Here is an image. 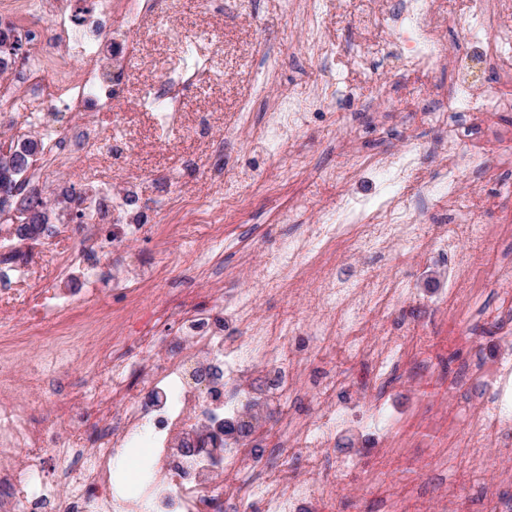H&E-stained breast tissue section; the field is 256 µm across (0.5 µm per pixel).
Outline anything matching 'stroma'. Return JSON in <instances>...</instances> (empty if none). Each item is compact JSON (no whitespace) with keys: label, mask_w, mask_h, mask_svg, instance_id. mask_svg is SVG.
Returning a JSON list of instances; mask_svg holds the SVG:
<instances>
[{"label":"stroma","mask_w":512,"mask_h":512,"mask_svg":"<svg viewBox=\"0 0 512 512\" xmlns=\"http://www.w3.org/2000/svg\"><path fill=\"white\" fill-rule=\"evenodd\" d=\"M399 2L319 0L325 20L319 36L338 49L334 61L325 64L301 60L302 36L296 15L271 7L268 0H236L233 10L222 14L203 8L200 0H165L162 12L140 19L134 50L112 47L110 57L102 61L121 91L114 110L121 115V135L131 152L128 164L117 163L108 149L75 162L61 174L59 189L47 194L53 205L52 223L70 220L62 190L84 191L90 177L111 182L115 192L136 196L126 216L146 224L155 221L149 200L164 188L165 177L178 175L183 196L200 203L222 196L229 184L247 201L243 211L229 218L226 229L248 235L252 262L262 265L272 262L278 235L300 234L307 225L318 223L323 204L351 195L364 203L367 212L381 206L387 194L367 166L370 157L412 144L418 149L422 177H442L448 129L421 121V112L432 102L421 94L420 85L454 84L458 71L440 65L428 75L404 74L389 31L381 35L385 43L381 53L360 57L364 36L349 21L351 14L367 5L380 14L393 15ZM168 26L189 34L203 31L212 37L216 76L184 98V135L164 139L154 132L141 93L180 60L181 45L163 33ZM266 55L278 58L279 66L266 93L256 98L253 82ZM284 91L310 112L306 125L292 138V156L302 157L304 164L299 176L289 182L277 181L276 175L290 167L292 156L275 152L259 156L250 149L253 133L267 122ZM203 114L208 115L210 128L199 135L194 128ZM228 130L237 131L238 139L225 150L224 176L217 179L211 173L214 151ZM481 135L491 147L490 173L480 178L459 167L458 190L463 197L486 201L496 212L512 215V112L498 114ZM340 162L353 168V177L344 184L325 179L324 170ZM297 199L305 200L307 206L298 223H274L277 206ZM450 266V258L427 249L405 259L400 267L412 294L393 302L395 322L409 328L426 326L434 336L444 335L451 326L458 338L448 346H435L431 359H411L380 384L366 377L365 364L356 366L360 407L378 399L390 403L406 421L413 445L381 448L370 437H339L336 452L353 458L356 471L340 489L334 512H380L383 497L393 493L408 496L411 512H436L439 498L454 500L463 492L471 495L469 512H512V483L501 480L504 469L512 468V459L504 460L497 448H487L484 475L478 481L464 449L452 441L453 436L468 432L467 421L456 419V411L485 397L482 388L459 378L462 361L470 348L493 359L504 347L462 297L449 296ZM313 307L305 284L293 283L287 295L260 298L256 312L262 316L285 310L300 314ZM443 409L450 415L449 435L421 426L420 414ZM380 469L391 472L392 483L366 488L367 476Z\"/></svg>","instance_id":"35a3bbf8"}]
</instances>
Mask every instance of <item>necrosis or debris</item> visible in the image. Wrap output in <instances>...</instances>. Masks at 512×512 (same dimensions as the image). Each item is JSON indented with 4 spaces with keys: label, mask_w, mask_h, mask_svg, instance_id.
<instances>
[{
    "label": "necrosis or debris",
    "mask_w": 512,
    "mask_h": 512,
    "mask_svg": "<svg viewBox=\"0 0 512 512\" xmlns=\"http://www.w3.org/2000/svg\"><path fill=\"white\" fill-rule=\"evenodd\" d=\"M129 3L118 34L112 0H93L84 13L72 0H0V19L11 20L31 44L0 85V102L22 112L42 142L27 172L30 181L52 186L60 169L102 149L104 129L119 127L112 110L119 93L101 70V48L119 37L133 47L139 18L154 13L158 0ZM455 12L473 52L511 81L512 0H401L395 15L367 11L355 22L372 52L380 47L379 32L395 28L400 68L417 74L449 60L431 33ZM212 76L205 65H184L145 88L144 103L161 134L181 133L185 91ZM423 92L437 102L427 112L436 123L452 112L473 113L482 123L512 112L511 92L492 94L475 82L448 89L427 84ZM307 118L292 97H281L256 132L257 145L286 149ZM370 166L395 190L386 209L365 222L355 199L325 206L322 223L306 234L279 237L274 263L254 271L269 292L283 294L289 282L308 280L316 307L302 318L257 315L255 294L225 286L226 251L238 265L251 263L248 241L224 231L225 211L241 203L230 188L223 207L193 213L219 252H180L163 304L145 301L143 285L156 269L142 258L125 255L111 277L105 269L113 265L115 244L161 235L180 242L184 227L136 221L116 225L113 239L103 238L102 224L130 205L110 183L96 182L79 194L80 223L47 225L36 239L0 226V308L8 312L0 319V512H297L311 499L333 512L336 480L355 468L336 456L337 435L378 431L391 448L401 428L399 417L381 404L360 409L348 402L349 366L365 360L380 381L433 347L425 330L396 325L389 316L391 301L410 295L407 280L338 273L333 258L339 249L350 244L385 261L434 246L453 259L451 293L468 297L479 286L476 254L494 258L498 305L484 319L503 339L512 338V262L501 257L512 244V222H492L489 204L466 202L446 183H426L452 221L464 224L474 248L463 249L447 225L420 224L402 200L401 190L418 180L413 152L376 158ZM76 362L91 390L73 400L62 391ZM258 370L266 383L257 391L250 379ZM465 374L494 394L468 414L474 437L464 446L470 467L479 469L487 446L512 448V435L504 431L512 420L504 393L512 357L474 361ZM307 395L311 413L296 416ZM256 396L277 407L279 423L264 429L242 420V432L256 441L248 448L225 438L224 417L241 416L245 401ZM123 448L141 449L138 476L114 470ZM316 448L329 468L313 456ZM299 457L303 477L294 470Z\"/></svg>",
    "instance_id": "obj_1"
}]
</instances>
